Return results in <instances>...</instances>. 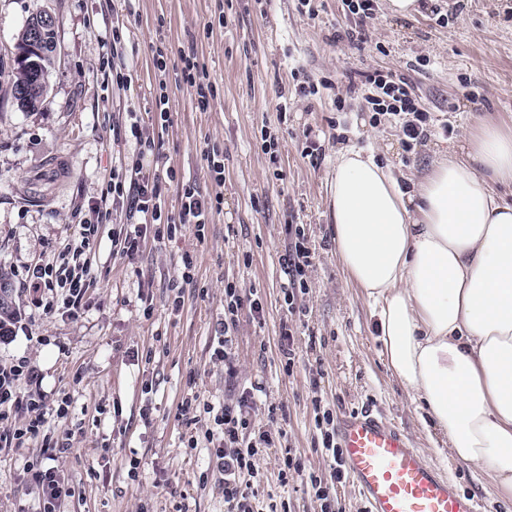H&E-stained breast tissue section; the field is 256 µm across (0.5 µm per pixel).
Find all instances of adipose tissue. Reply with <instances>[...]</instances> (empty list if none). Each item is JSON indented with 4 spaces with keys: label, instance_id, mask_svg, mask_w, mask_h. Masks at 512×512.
<instances>
[{
    "label": "adipose tissue",
    "instance_id": "adipose-tissue-1",
    "mask_svg": "<svg viewBox=\"0 0 512 512\" xmlns=\"http://www.w3.org/2000/svg\"><path fill=\"white\" fill-rule=\"evenodd\" d=\"M512 128L480 123L414 191L374 156L336 162V254L437 451L512 497Z\"/></svg>",
    "mask_w": 512,
    "mask_h": 512
}]
</instances>
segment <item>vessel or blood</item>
<instances>
[{
    "instance_id": "b4317fda",
    "label": "vessel or blood",
    "mask_w": 512,
    "mask_h": 512,
    "mask_svg": "<svg viewBox=\"0 0 512 512\" xmlns=\"http://www.w3.org/2000/svg\"><path fill=\"white\" fill-rule=\"evenodd\" d=\"M338 438L365 512H479L393 422L351 412L341 418Z\"/></svg>"
}]
</instances>
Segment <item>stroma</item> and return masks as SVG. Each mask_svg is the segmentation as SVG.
Segmentation results:
<instances>
[{"label":"stroma","instance_id":"1","mask_svg":"<svg viewBox=\"0 0 512 512\" xmlns=\"http://www.w3.org/2000/svg\"><path fill=\"white\" fill-rule=\"evenodd\" d=\"M447 3L444 27L426 10L401 18L377 7L367 43L356 47L345 37L340 0L306 7L300 0H0V265L17 311L11 338L0 340V365L27 361L46 401L71 400L67 418L50 421L71 435L58 466L72 495L59 512H224V491L209 467L213 449L185 447L208 422L188 421L178 405L194 393L219 406L253 384L261 387L255 424L275 438L258 463L261 499L285 502L288 512H320L307 487L308 474L329 465L317 444V397L338 417L366 407L382 414L461 494L478 500L480 512H512V500L483 470L435 450L433 427L380 354L371 308L336 255L328 210L342 149L373 151L411 189L440 151L461 145L479 122L512 126V7L468 0L458 11L456 0ZM43 11L55 19L56 61L45 105L27 113L14 104L7 74L19 32ZM116 21L123 24L117 46ZM159 42L170 66L192 52L206 68L218 91L207 111L172 80L168 120L157 121L151 47ZM116 51L132 81L127 91L108 74ZM421 58L428 66H418ZM376 71L403 75L431 124L448 123L451 133L409 149L399 124L371 125L365 100L347 86ZM299 78L331 86L299 97ZM127 108L160 144L156 170L169 213L179 210L182 180L221 196L204 234L188 224L175 239L146 241L131 256L112 245L129 213L105 205L115 162L136 147L131 135L112 133L113 115ZM265 130L279 141L277 159L262 149ZM310 145L319 159L305 156ZM212 149L224 155L220 187L207 167ZM169 169L175 180L165 179ZM84 224L99 227L89 253L95 282L72 316L59 308L60 291L28 288L26 277L31 264L78 239ZM292 224L303 225L312 264L291 315L282 256ZM186 253L195 275L177 296L172 286ZM228 281L258 299L262 312L241 313L227 366L213 349L224 332ZM286 326L294 332L289 371L281 351ZM289 453L301 456L305 473L283 485L278 473ZM42 454L37 440L0 447V512H37L31 465ZM132 456L140 461L133 478Z\"/></svg>","mask_w":512,"mask_h":512}]
</instances>
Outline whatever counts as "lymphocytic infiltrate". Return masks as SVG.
Masks as SVG:
<instances>
[{"label":"lymphocytic infiltrate","mask_w":512,"mask_h":512,"mask_svg":"<svg viewBox=\"0 0 512 512\" xmlns=\"http://www.w3.org/2000/svg\"><path fill=\"white\" fill-rule=\"evenodd\" d=\"M349 91L365 98L372 114V125L385 120L399 122L407 148H414L431 136L428 115L419 108L405 78L376 72L368 75L364 82L350 85ZM134 137L135 152L112 170L113 203L126 206L137 217L135 223L126 225L112 236L113 246L126 254L137 251L146 237L164 240L166 232L174 231L180 224L204 229L215 208L213 198L202 195L195 183L188 182L181 186L177 215L166 212L158 177L147 176L144 172L145 157L156 151L155 140L139 131ZM97 234V225H82L78 242L65 247L63 263L40 261L28 269L32 287L63 290V306L72 315L80 311L93 282L87 251ZM293 235L294 242L288 246L283 258L288 281L284 296L289 302L294 301L297 293L307 290L306 271L312 260L303 229H295ZM40 384L39 373L27 362L0 366V419H5V410L9 407L26 412L21 424L0 431V444L20 448L30 440H42L48 459L33 466L34 478L42 491L39 512H57L67 488L56 461L68 451L69 445L50 436L48 418L52 415L65 418L67 409L49 406L39 390ZM25 385L30 388L26 394L21 391ZM249 403V398L244 396L238 401L215 406L202 403L193 395L183 398L179 409L185 415L202 411L213 417V428L207 429L203 437H190L188 445L192 448L202 444L214 447L216 468L224 475V512H278L276 504L267 505L258 498L260 472L257 460L264 449L273 447L274 438L268 431L261 432L258 439L248 438V431L254 427ZM322 449L330 461L329 472L324 476H310L309 489L320 503V512H339L336 487L343 483L345 473L335 428L323 431Z\"/></svg>","instance_id":"obj_1"}]
</instances>
